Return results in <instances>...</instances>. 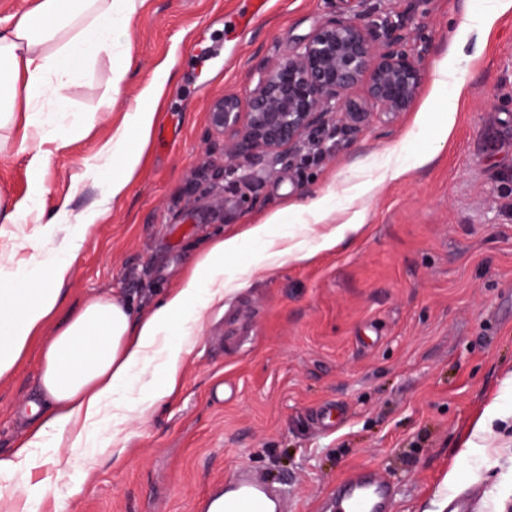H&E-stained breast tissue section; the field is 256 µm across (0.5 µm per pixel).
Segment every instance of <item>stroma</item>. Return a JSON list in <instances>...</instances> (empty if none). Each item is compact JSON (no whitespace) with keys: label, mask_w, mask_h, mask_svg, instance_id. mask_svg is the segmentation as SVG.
<instances>
[{"label":"stroma","mask_w":512,"mask_h":512,"mask_svg":"<svg viewBox=\"0 0 512 512\" xmlns=\"http://www.w3.org/2000/svg\"><path fill=\"white\" fill-rule=\"evenodd\" d=\"M491 0H417L412 43L426 46V75L407 112L372 115L354 141L293 164L257 162L240 195L236 175L213 179L224 139L209 123L225 94L247 98L262 68L287 60L326 19L378 24L399 0H271L241 34L250 0H138L113 54L131 65L110 111L102 61L71 105L81 124L44 113L59 127L38 144L23 110L0 129V268L59 247L71 224H9L41 185L46 213L68 200L93 205L85 174L142 90L170 68L156 122L124 195L75 252L62 306L14 375L0 380V456L29 429L39 392L40 350L89 298L137 312L177 288L215 238L270 215L286 229L309 227L292 206L323 197L327 221L365 213L352 238L309 260L255 273L224 301L202 309L197 343L176 391L128 424L122 453L68 447L38 457L28 493L38 512H198L233 471L247 467L288 484L292 512H322L337 481L361 468L389 481L392 512H448L449 494L471 485L482 512L512 506V6L484 34L464 32ZM112 60V61H113ZM454 67L460 92L438 84ZM405 173L380 179L382 167ZM379 179L372 197L347 201L348 183ZM226 199L225 209L212 206ZM245 325L227 340L226 323ZM497 413L483 447L464 442L489 404ZM81 495H70L75 481Z\"/></svg>","instance_id":"obj_1"}]
</instances>
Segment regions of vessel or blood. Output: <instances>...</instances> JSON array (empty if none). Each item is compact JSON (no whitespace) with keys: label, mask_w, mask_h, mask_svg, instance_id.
<instances>
[{"label":"vessel or blood","mask_w":512,"mask_h":512,"mask_svg":"<svg viewBox=\"0 0 512 512\" xmlns=\"http://www.w3.org/2000/svg\"><path fill=\"white\" fill-rule=\"evenodd\" d=\"M290 499L287 486L268 484L242 467L219 490L217 498H205L200 509L209 512L216 503L220 512H263L270 502L276 512H287ZM333 499V512H391L394 488L373 472L361 470L337 484Z\"/></svg>","instance_id":"obj_1"}]
</instances>
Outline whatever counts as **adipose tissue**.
<instances>
[{
  "mask_svg": "<svg viewBox=\"0 0 512 512\" xmlns=\"http://www.w3.org/2000/svg\"><path fill=\"white\" fill-rule=\"evenodd\" d=\"M135 0H33L29 10L0 28V127L17 103L26 105V122L41 140L54 139L56 129L41 118L40 106L52 102L69 113L71 95L93 65L111 59ZM156 114L136 107L103 147L88 171L98 181L99 200L73 213L60 203L45 216L40 201L14 212L12 223L50 219L75 224L87 235L119 198L141 158ZM274 215L243 233L213 242L195 263L180 288L148 313L136 316L104 297L86 301L49 339L43 349L40 399L30 403L32 433L10 457H0V502L13 508L16 492L28 485L38 452L60 445L80 451L97 444L100 430L120 435L146 404L168 396L183 361L195 348L196 327L203 308L245 286L246 275L285 260L311 258L357 232L364 223L356 211L319 237L317 246L295 236H276ZM259 248L237 274L224 272L226 257L242 253L246 243ZM73 248L66 245L0 276V379L10 377L33 339L64 300L71 276Z\"/></svg>",
  "mask_w": 512,
  "mask_h": 512,
  "instance_id": "obj_1",
  "label": "adipose tissue"
}]
</instances>
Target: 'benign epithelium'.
Returning a JSON list of instances; mask_svg holds the SVG:
<instances>
[{
	"instance_id": "1",
	"label": "benign epithelium",
	"mask_w": 512,
	"mask_h": 512,
	"mask_svg": "<svg viewBox=\"0 0 512 512\" xmlns=\"http://www.w3.org/2000/svg\"><path fill=\"white\" fill-rule=\"evenodd\" d=\"M408 18L406 10L377 26L335 16L288 60L267 65L246 101L234 94L214 101L209 122L224 136L223 172L285 152L291 162L306 145L327 153V143L359 133L371 108L389 118L407 111L424 80L426 53L410 43Z\"/></svg>"
}]
</instances>
